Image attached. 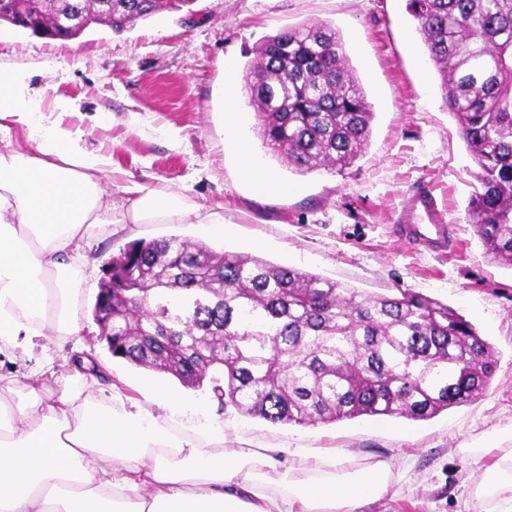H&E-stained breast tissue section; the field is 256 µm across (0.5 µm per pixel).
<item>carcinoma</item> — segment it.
<instances>
[{"instance_id":"cac0c4a2","label":"carcinoma","mask_w":512,"mask_h":512,"mask_svg":"<svg viewBox=\"0 0 512 512\" xmlns=\"http://www.w3.org/2000/svg\"><path fill=\"white\" fill-rule=\"evenodd\" d=\"M113 0L112 31L189 0ZM70 0H45L48 22ZM443 103L477 166L466 216L512 269V0H409ZM245 87L264 146L296 173L345 168L371 112L341 38L325 25L265 39ZM112 266V357L270 423L361 416L425 421L488 388L492 345L422 293L363 294L245 252L169 238L129 243Z\"/></svg>"}]
</instances>
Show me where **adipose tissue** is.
<instances>
[{
	"instance_id": "ef3b65f1",
	"label": "adipose tissue",
	"mask_w": 512,
	"mask_h": 512,
	"mask_svg": "<svg viewBox=\"0 0 512 512\" xmlns=\"http://www.w3.org/2000/svg\"><path fill=\"white\" fill-rule=\"evenodd\" d=\"M42 122L28 77L0 71V341L28 354L37 338L69 336L79 275L89 263L79 242L115 224H177L213 231L222 218L134 181L120 205L106 197L109 157L86 150L61 117ZM26 133L14 144L13 129ZM160 415L122 401L0 374V512H361L394 487L390 464L347 466L335 456L224 445V430L171 432L176 398L157 391ZM470 497L512 512V448L472 474Z\"/></svg>"
}]
</instances>
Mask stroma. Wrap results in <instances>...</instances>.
Returning <instances> with one entry per match:
<instances>
[{
  "instance_id": "1",
  "label": "stroma",
  "mask_w": 512,
  "mask_h": 512,
  "mask_svg": "<svg viewBox=\"0 0 512 512\" xmlns=\"http://www.w3.org/2000/svg\"><path fill=\"white\" fill-rule=\"evenodd\" d=\"M408 0H196L194 17L164 10L116 33L97 25L70 40L0 26V69L28 75L46 100L75 101L66 124L87 150L112 158L125 179L180 193L191 205L223 211L217 234L199 225L139 224L83 241L92 263L80 290L79 331L10 366L19 381L53 367L57 394L82 386L104 399L148 407L157 390L178 397L184 420L224 428L228 448H276L280 460L303 449L333 452L351 464L386 461L403 493L364 512H461L475 454L492 465L512 448V270L486 255L466 219L475 166L442 105L439 80L423 52ZM340 35L350 68L374 112L363 154L344 169L306 174L264 147L252 112L228 131L226 77L241 104L244 74L267 37L314 23ZM284 184L259 191L241 174V148ZM431 190L449 228L446 247L405 237L398 221L411 196ZM177 236L217 250L247 252L321 275L366 293L419 292L456 309L493 346L497 365L487 391L425 421L368 417L333 424H272L222 408L211 384L183 386L169 374L112 358L93 308L100 268L128 243Z\"/></svg>"
}]
</instances>
